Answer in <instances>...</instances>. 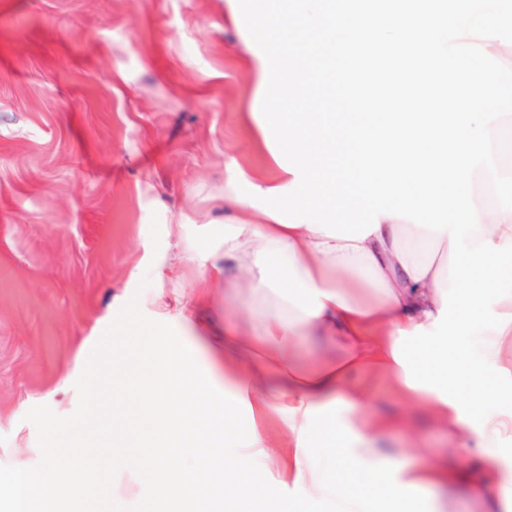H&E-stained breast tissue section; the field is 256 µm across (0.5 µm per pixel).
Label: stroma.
Segmentation results:
<instances>
[{"instance_id":"35a3bbf8","label":"stroma","mask_w":512,"mask_h":512,"mask_svg":"<svg viewBox=\"0 0 512 512\" xmlns=\"http://www.w3.org/2000/svg\"><path fill=\"white\" fill-rule=\"evenodd\" d=\"M238 0H0V465L32 458L35 406L78 405L74 386L120 308L181 239L206 256L216 196L278 171L243 119L258 75ZM229 283L206 317L254 332L237 269L186 262L164 281ZM361 424L405 466L448 461L457 434L394 378L360 371Z\"/></svg>"}]
</instances>
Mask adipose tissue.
Segmentation results:
<instances>
[{"label": "adipose tissue", "mask_w": 512, "mask_h": 512, "mask_svg": "<svg viewBox=\"0 0 512 512\" xmlns=\"http://www.w3.org/2000/svg\"><path fill=\"white\" fill-rule=\"evenodd\" d=\"M237 217L215 229L214 256L245 273L251 295L274 297L254 310L257 333L228 332L221 346L202 361L194 347L174 342L166 357L144 373L124 359L105 370L145 415L152 462L128 451L119 465L88 474L83 464L62 465L45 456L36 464L0 467V500L7 512H83L88 485L121 497L123 512H144L135 488L150 467L151 501L161 512H289L276 487H294L323 512H415L428 488L468 479L477 461L487 462L481 482L489 490L491 512H512V417L494 414L483 431L460 420L456 408L437 393L409 389L464 440L447 464L409 468L375 446L379 432L358 426L357 412L367 392L347 379L366 368L404 379L394 359L400 331L431 328L450 282L442 265L449 236L408 221L379 215L380 227L355 241L331 238L319 226L288 227L270 216L254 220V207L224 191ZM480 232L475 241L512 242V206L478 203ZM430 247L428 260H418ZM147 297L157 316L173 324L189 321L186 293L163 288V266ZM377 288L371 300L365 293ZM313 334L337 343L340 359L314 371L296 368L285 352L300 336ZM248 427H240V416ZM280 432L267 434L270 418ZM346 431L352 458L364 467L359 484L376 485L374 497L354 495L337 483L334 459L317 440ZM384 483H376L378 475Z\"/></svg>", "instance_id": "ef3b65f1"}]
</instances>
